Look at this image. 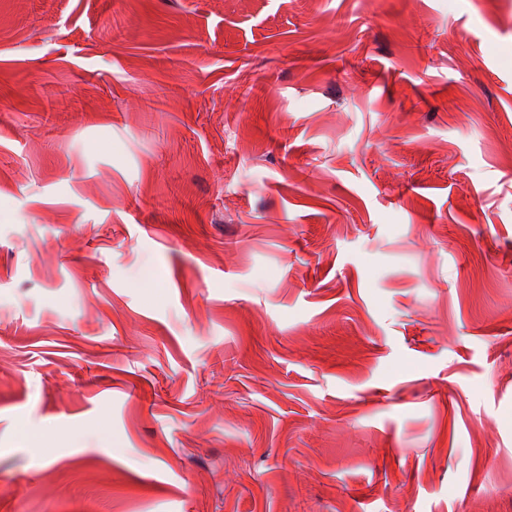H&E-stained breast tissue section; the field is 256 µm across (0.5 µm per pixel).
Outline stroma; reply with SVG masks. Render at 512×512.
Listing matches in <instances>:
<instances>
[{
	"label": "stroma",
	"mask_w": 512,
	"mask_h": 512,
	"mask_svg": "<svg viewBox=\"0 0 512 512\" xmlns=\"http://www.w3.org/2000/svg\"><path fill=\"white\" fill-rule=\"evenodd\" d=\"M0 512H512V0H0Z\"/></svg>",
	"instance_id": "35a3bbf8"
}]
</instances>
